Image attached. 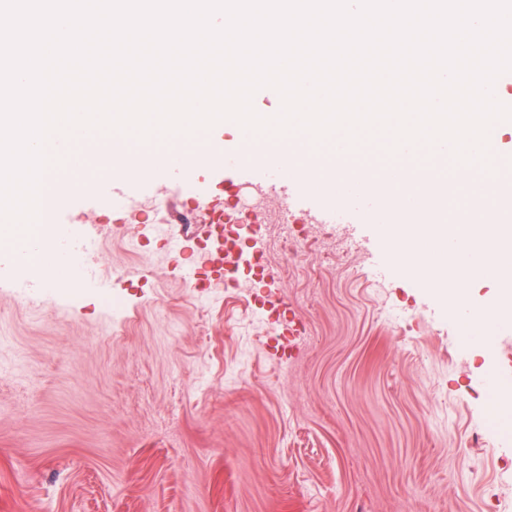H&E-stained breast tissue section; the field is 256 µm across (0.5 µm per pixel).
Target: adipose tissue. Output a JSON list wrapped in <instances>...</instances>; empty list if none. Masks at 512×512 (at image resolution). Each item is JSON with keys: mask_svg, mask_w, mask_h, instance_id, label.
<instances>
[{"mask_svg": "<svg viewBox=\"0 0 512 512\" xmlns=\"http://www.w3.org/2000/svg\"><path fill=\"white\" fill-rule=\"evenodd\" d=\"M496 205L504 217L499 224L410 226L406 198L395 197L390 206L397 221L386 230L401 247V263L436 285H450V298H465L466 285L493 277L498 289L485 297L483 306L508 318L512 316V224L505 218L512 214V202L500 199Z\"/></svg>", "mask_w": 512, "mask_h": 512, "instance_id": "1", "label": "adipose tissue"}]
</instances>
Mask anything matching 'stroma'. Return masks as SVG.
Segmentation results:
<instances>
[{"instance_id":"35a3bbf8","label":"stroma","mask_w":512,"mask_h":512,"mask_svg":"<svg viewBox=\"0 0 512 512\" xmlns=\"http://www.w3.org/2000/svg\"><path fill=\"white\" fill-rule=\"evenodd\" d=\"M182 181L215 209L265 211L268 232L241 230L264 283L192 287L209 250L172 251L179 225L149 208L100 223L83 189H106L111 170L73 171L49 275L0 263V512H512V430L487 423L512 337L461 331L494 280L466 303L439 298L396 259L378 193L338 201L312 177L308 205L359 220L311 225L254 186ZM493 212L457 190L412 221ZM89 233L69 287L67 242ZM307 233L321 248L289 268L283 241Z\"/></svg>"}]
</instances>
